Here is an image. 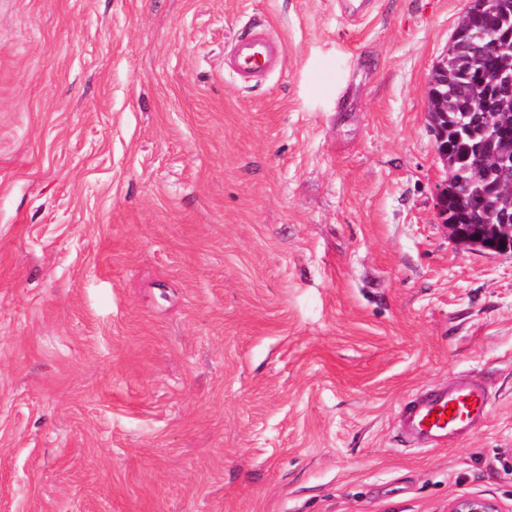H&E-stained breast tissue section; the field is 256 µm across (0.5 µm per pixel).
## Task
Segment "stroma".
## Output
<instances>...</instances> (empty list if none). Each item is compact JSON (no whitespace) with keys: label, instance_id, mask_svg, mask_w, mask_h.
Returning <instances> with one entry per match:
<instances>
[{"label":"stroma","instance_id":"1","mask_svg":"<svg viewBox=\"0 0 512 512\" xmlns=\"http://www.w3.org/2000/svg\"><path fill=\"white\" fill-rule=\"evenodd\" d=\"M469 6L0 0V512H512V255L434 208ZM464 376L489 418L410 449ZM284 56V44L264 27H255L236 41L225 66L242 83L258 82L275 70ZM451 403H455L454 408ZM490 409L484 385L466 378L450 386L418 392L401 407L398 429L411 444L448 446V440L486 420ZM448 410L451 415L446 414Z\"/></svg>","mask_w":512,"mask_h":512}]
</instances>
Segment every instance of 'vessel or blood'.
Returning <instances> with one entry per match:
<instances>
[{
	"mask_svg": "<svg viewBox=\"0 0 512 512\" xmlns=\"http://www.w3.org/2000/svg\"><path fill=\"white\" fill-rule=\"evenodd\" d=\"M285 46L256 27L241 36L225 60L240 82L264 79L283 61ZM490 403L484 385L466 378L452 385L423 390L405 403L397 417L400 433L414 445L442 447L486 420Z\"/></svg>",
	"mask_w": 512,
	"mask_h": 512,
	"instance_id": "b4317fda",
	"label": "vessel or blood"
}]
</instances>
